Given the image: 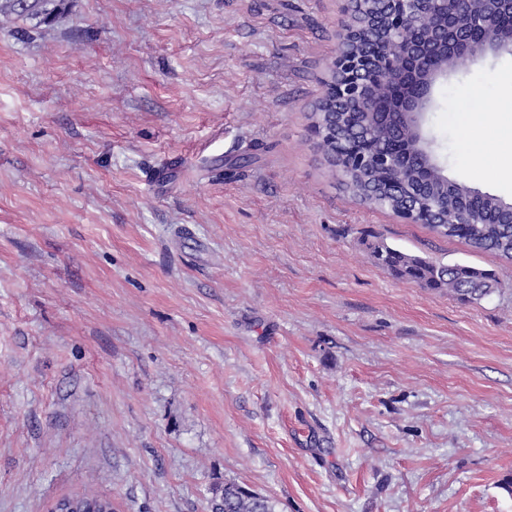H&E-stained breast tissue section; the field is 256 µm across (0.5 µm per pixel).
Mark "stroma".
<instances>
[{"instance_id":"1","label":"stroma","mask_w":512,"mask_h":512,"mask_svg":"<svg viewBox=\"0 0 512 512\" xmlns=\"http://www.w3.org/2000/svg\"><path fill=\"white\" fill-rule=\"evenodd\" d=\"M346 0H73L0 23V512L88 488L116 512H512V261L352 196L312 112ZM512 53L437 82L448 178L512 158L457 113ZM173 174L158 186L155 170ZM372 233L490 270L466 303ZM364 238L371 256L377 264L396 279L415 283L422 288L443 290L448 288L457 299L472 302L490 296L499 285L494 273L464 263L452 265L430 261L390 246L383 240ZM210 508L212 512H276L269 498L233 482L212 490Z\"/></svg>"}]
</instances>
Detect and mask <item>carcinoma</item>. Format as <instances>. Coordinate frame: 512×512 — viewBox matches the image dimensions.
<instances>
[{
    "label": "carcinoma",
    "mask_w": 512,
    "mask_h": 512,
    "mask_svg": "<svg viewBox=\"0 0 512 512\" xmlns=\"http://www.w3.org/2000/svg\"><path fill=\"white\" fill-rule=\"evenodd\" d=\"M483 4L495 32L512 36V0H474ZM373 0H364L357 13L351 15L350 26L357 30L349 45L352 52H365L375 57L383 41L381 26H370L367 20L376 14ZM424 29L434 30L443 23L444 9L425 3L422 5ZM70 11V0H0V19H18L35 27L51 25ZM458 29L467 33L476 50H481L490 37L489 26L479 25V16H458ZM460 57H450L441 51L427 56L424 65L416 70L403 65L394 78L375 73L372 81L370 111L358 107L335 112L330 108L313 113L314 122L327 126L329 133L323 139L324 152L339 157L346 152L351 136L361 134L370 141L375 151L399 146L394 163L389 167L369 166L362 174L352 175L346 181L348 191L360 197L367 186L376 183L380 188L398 187L404 193L416 191L430 198L433 210H465L472 223L466 225L469 233L464 240L474 249L491 252L512 260V220L501 199L493 195H474L460 183L431 170L416 161L419 157L412 127L404 120L402 111L426 75L441 66L455 65ZM377 264L395 278L415 283L422 288L452 292L457 299L472 302L490 296L499 285L495 274L464 263L452 265L430 261L408 254L382 240H365ZM211 512H275L274 503L237 483L226 482L212 490Z\"/></svg>",
    "instance_id": "1"
}]
</instances>
